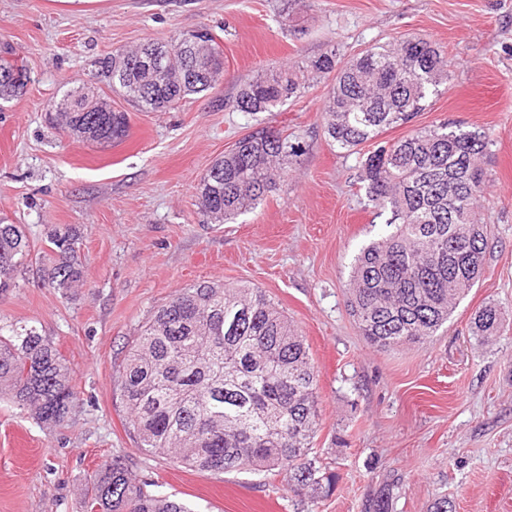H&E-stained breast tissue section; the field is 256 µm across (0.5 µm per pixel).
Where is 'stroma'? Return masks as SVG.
<instances>
[{"label":"stroma","instance_id":"1","mask_svg":"<svg viewBox=\"0 0 512 512\" xmlns=\"http://www.w3.org/2000/svg\"><path fill=\"white\" fill-rule=\"evenodd\" d=\"M208 26L224 80L167 112L126 111L119 144L73 139L51 106L90 83L117 48L168 43ZM417 35L448 57L450 78L412 127L444 120L491 141L479 202L492 237L485 272L448 324L420 347L382 351L346 307L355 257L388 232L356 182L363 152L324 134L320 79L273 111L232 108L240 82L327 49L348 59ZM31 76L0 101V219L22 225L31 266L0 296V324L34 325L64 357L78 402L47 427L0 398V512H84L89 476L120 454L136 476L195 512H294L286 481L257 471L213 474L143 454L126 428L118 368L140 326L201 282L266 291L293 322L318 371L314 448L336 474L309 512H365L380 490L391 512H512V0H0V42ZM268 127L299 142L288 179L230 224L207 223L196 186L236 141ZM69 226L85 282L64 295L39 281L50 234ZM501 304L504 334L473 344L476 310Z\"/></svg>","mask_w":512,"mask_h":512}]
</instances>
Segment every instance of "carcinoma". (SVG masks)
Instances as JSON below:
<instances>
[{
  "instance_id": "cac0c4a2",
  "label": "carcinoma",
  "mask_w": 512,
  "mask_h": 512,
  "mask_svg": "<svg viewBox=\"0 0 512 512\" xmlns=\"http://www.w3.org/2000/svg\"><path fill=\"white\" fill-rule=\"evenodd\" d=\"M114 50L95 63L92 82L54 104L75 137L96 143L128 136L127 113L112 108L111 91L142 111L165 112L212 88L224 52L201 34ZM0 48V100L19 97L30 76ZM333 76L325 133L351 152L385 130L408 124L448 80V59L412 36L373 44L340 61L333 50L298 69H268L244 82L232 100L240 112H271L306 88L308 76ZM490 141L476 130L441 122L378 146L358 177L392 231L362 249L352 267L346 305L365 340L379 350L425 344L448 323L477 283L490 230L477 212L486 185ZM300 146L263 128L216 159L197 186L203 215L226 224L261 204L288 176ZM55 261L42 280L63 294L83 285L76 231L50 238ZM30 241L19 224L0 223V294L16 287L30 262ZM502 312L475 311L469 332L483 345L497 337ZM119 385L139 448L176 465L224 474L247 470L280 476L297 495L327 496L336 483L314 451L319 422L317 375L302 336L261 288L202 282L183 288L153 312L123 359ZM57 425L77 404L68 368L53 342L34 326L0 327V398ZM86 512H194L187 504L134 477L112 456L90 476Z\"/></svg>"
}]
</instances>
